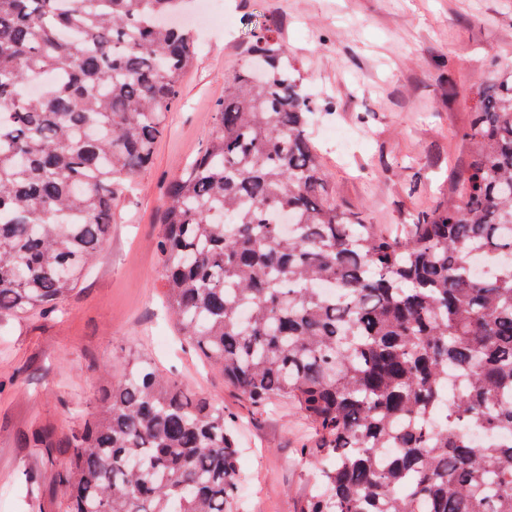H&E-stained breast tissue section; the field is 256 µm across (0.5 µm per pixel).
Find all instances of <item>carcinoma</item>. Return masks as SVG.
<instances>
[{"mask_svg":"<svg viewBox=\"0 0 512 512\" xmlns=\"http://www.w3.org/2000/svg\"><path fill=\"white\" fill-rule=\"evenodd\" d=\"M189 0H0V314L55 309L151 162L196 42ZM201 154L172 181L163 295L200 359L315 432L297 512H512V71L489 63L462 194L381 232L341 209L311 105L256 26ZM57 74L37 96L30 75ZM496 256L475 275L470 257ZM460 382L443 408L448 377ZM64 512H237L235 421L131 354L67 440Z\"/></svg>","mask_w":512,"mask_h":512,"instance_id":"1","label":"carcinoma"}]
</instances>
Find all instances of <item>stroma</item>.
<instances>
[{
	"instance_id": "1",
	"label": "stroma",
	"mask_w": 512,
	"mask_h": 512,
	"mask_svg": "<svg viewBox=\"0 0 512 512\" xmlns=\"http://www.w3.org/2000/svg\"><path fill=\"white\" fill-rule=\"evenodd\" d=\"M231 24L195 31L197 53L150 164L116 199L95 265L56 310L0 316V512H62L63 439L105 406L128 355L147 351L240 430V512H296L313 483L311 429L288 404L254 408L188 350L162 299L157 242L170 182L204 148L253 21L269 19L313 102L311 138L337 201L366 223H409L450 193L461 129L490 60L512 67V0H222ZM353 130L341 151L326 125Z\"/></svg>"
}]
</instances>
